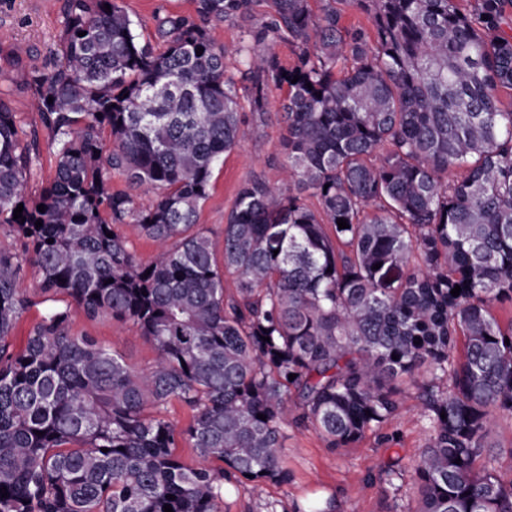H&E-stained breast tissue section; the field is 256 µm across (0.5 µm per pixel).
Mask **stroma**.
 I'll list each match as a JSON object with an SVG mask.
<instances>
[{
  "label": "stroma",
  "instance_id": "1",
  "mask_svg": "<svg viewBox=\"0 0 512 512\" xmlns=\"http://www.w3.org/2000/svg\"><path fill=\"white\" fill-rule=\"evenodd\" d=\"M132 19L138 21L144 41L162 48L157 20L166 15L193 12V0H120ZM61 0H0V89L8 91V102L25 129L40 125L27 85L31 70L50 65L57 53ZM283 91L273 90L263 115H256L250 100H243L251 133L215 170L209 195L198 213V222L215 245L224 240V216L230 209L239 185L254 175L276 183L287 163L283 149L284 125L281 121ZM21 288L32 302L19 320L14 333L15 347H23L39 318L54 305L65 306L64 294L45 298L33 273H26ZM71 335L90 336L102 345L120 352L134 368L149 367L156 353L132 325L108 317L87 319L82 312L72 314ZM385 430L392 442L383 444L366 435L349 448H327L311 429L288 427L284 440L285 462L291 473L288 484L246 481L230 487L224 498V512H262L268 501L280 505L309 507L332 504L333 512H414L417 489L409 474L412 462L424 449L430 434L429 422L413 396L402 398L397 415ZM404 470L396 486H389L386 472L392 464Z\"/></svg>",
  "mask_w": 512,
  "mask_h": 512
}]
</instances>
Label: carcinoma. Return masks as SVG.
<instances>
[{
    "instance_id": "obj_1",
    "label": "carcinoma",
    "mask_w": 512,
    "mask_h": 512,
    "mask_svg": "<svg viewBox=\"0 0 512 512\" xmlns=\"http://www.w3.org/2000/svg\"><path fill=\"white\" fill-rule=\"evenodd\" d=\"M194 4L158 19L157 52L118 0H62L61 53L28 77L56 156L33 201L38 131L0 93V226L21 241L0 248V512H224L228 484L290 481V423L335 450L394 441L383 427L405 384L430 428L415 512H512V476L487 452L490 416L512 417V322L494 314L512 302V0ZM260 4L241 75L258 114L286 89L287 183L239 186L219 258L198 211L247 132L226 69L241 49L208 25ZM348 8L371 27L346 25ZM114 171L149 204L112 190ZM125 225L159 246L152 260ZM27 265L71 303L17 351ZM74 310L132 324L154 363L71 335ZM122 230L131 248L142 261L146 262L153 257L156 252V245L152 241L139 235L137 230L131 226L123 227Z\"/></svg>"
}]
</instances>
